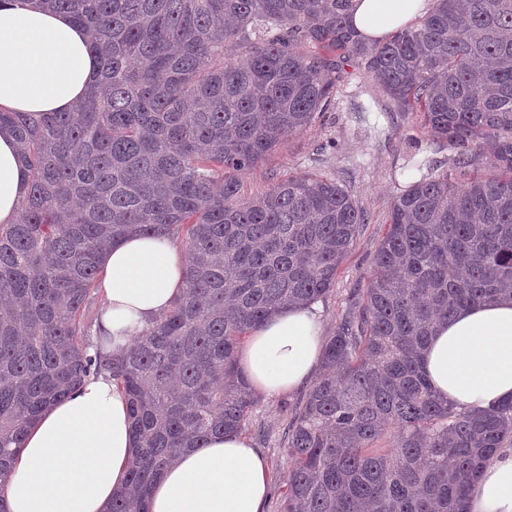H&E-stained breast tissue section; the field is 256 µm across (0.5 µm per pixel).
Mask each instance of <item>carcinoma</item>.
Masks as SVG:
<instances>
[{
  "mask_svg": "<svg viewBox=\"0 0 512 512\" xmlns=\"http://www.w3.org/2000/svg\"><path fill=\"white\" fill-rule=\"evenodd\" d=\"M44 3L88 30L99 71L72 112H0L29 168L0 225V481L27 426L102 372L141 442L110 512H148L181 452L245 428L243 339L327 294L369 215L318 175L242 201L239 175L328 111L352 65L455 156L393 201L288 424L279 512H468L484 462L512 447V399L458 411L422 360L438 323L512 295V0H436L374 43L349 27L352 0ZM130 232L183 241L185 290L123 354L93 356L99 258Z\"/></svg>",
  "mask_w": 512,
  "mask_h": 512,
  "instance_id": "cac0c4a2",
  "label": "carcinoma"
}]
</instances>
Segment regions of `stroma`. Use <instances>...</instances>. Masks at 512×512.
Masks as SVG:
<instances>
[{
	"mask_svg": "<svg viewBox=\"0 0 512 512\" xmlns=\"http://www.w3.org/2000/svg\"><path fill=\"white\" fill-rule=\"evenodd\" d=\"M452 156L447 143L433 140L414 115L395 111L371 78L350 67L333 106L316 125L288 137L266 161L241 174L246 200L288 176L317 174L336 180L369 213L370 221L339 268L333 289L317 301L323 336L335 334L341 313L366 287L393 198L419 179L423 168H451ZM305 394L300 387L274 398L258 396L243 431L270 463L266 512H277L285 491L283 478L292 466L287 425Z\"/></svg>",
	"mask_w": 512,
	"mask_h": 512,
	"instance_id": "35a3bbf8",
	"label": "stroma"
}]
</instances>
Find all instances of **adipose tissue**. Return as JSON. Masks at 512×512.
Listing matches in <instances>:
<instances>
[{
	"instance_id": "adipose-tissue-1",
	"label": "adipose tissue",
	"mask_w": 512,
	"mask_h": 512,
	"mask_svg": "<svg viewBox=\"0 0 512 512\" xmlns=\"http://www.w3.org/2000/svg\"><path fill=\"white\" fill-rule=\"evenodd\" d=\"M429 0H354L348 22L381 40L423 15ZM89 34L41 0H0V111L70 112L96 79ZM28 168L13 129L0 125V225L15 223ZM186 257L163 236L129 235L103 254L104 306L94 327L102 355L119 353L180 296ZM323 354L316 306L279 311L253 330L239 366L267 397L310 382ZM434 392L458 409L512 399V298L460 309L440 323L424 352ZM138 446L128 403L110 374L85 380L53 404L25 435L10 479L0 487L9 512H109ZM270 465L245 437L210 438L184 451L152 488L148 512H264ZM468 512H512V449L485 465Z\"/></svg>"
}]
</instances>
